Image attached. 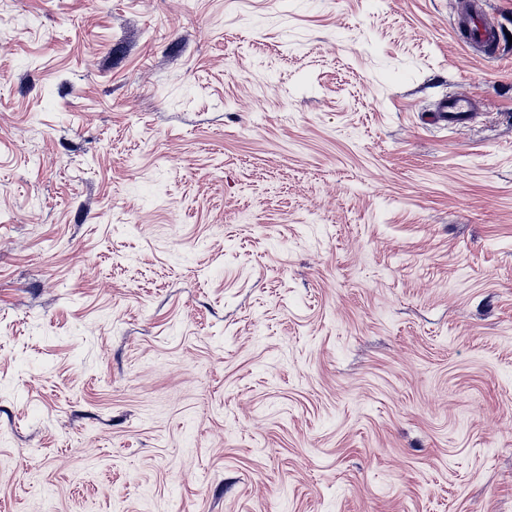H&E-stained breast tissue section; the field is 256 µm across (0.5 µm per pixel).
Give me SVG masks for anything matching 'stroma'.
<instances>
[{"mask_svg": "<svg viewBox=\"0 0 512 512\" xmlns=\"http://www.w3.org/2000/svg\"><path fill=\"white\" fill-rule=\"evenodd\" d=\"M458 7L0 0V512H512V43ZM482 0H463L457 15L456 38L465 48L482 46L493 54L499 42L498 30L484 17ZM475 108V100L469 96L449 97L438 103L433 120L448 128L463 127L473 119Z\"/></svg>", "mask_w": 512, "mask_h": 512, "instance_id": "stroma-1", "label": "stroma"}]
</instances>
